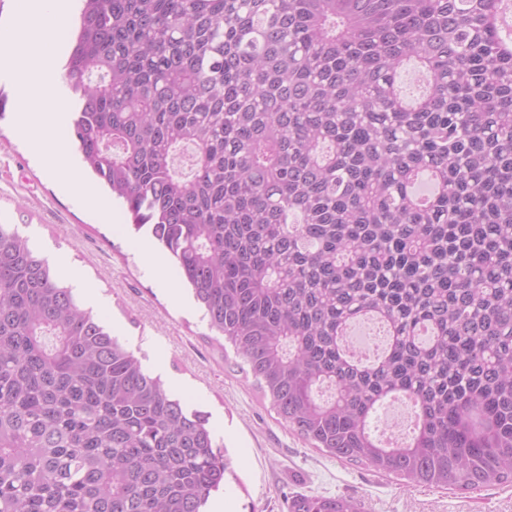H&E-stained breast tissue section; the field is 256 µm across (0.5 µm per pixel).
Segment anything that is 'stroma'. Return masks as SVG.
Returning <instances> with one entry per match:
<instances>
[{
  "label": "stroma",
  "instance_id": "stroma-1",
  "mask_svg": "<svg viewBox=\"0 0 512 512\" xmlns=\"http://www.w3.org/2000/svg\"><path fill=\"white\" fill-rule=\"evenodd\" d=\"M0 117V215L71 285L79 301L161 377L186 406L210 415L228 459L225 512H288L298 495L351 497L363 512H512V484L477 492L410 485L372 468L329 457L289 428L253 379L224 359V342L170 268L160 288L137 251L120 204L103 221L46 178L26 138L13 128V85Z\"/></svg>",
  "mask_w": 512,
  "mask_h": 512
}]
</instances>
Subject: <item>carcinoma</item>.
<instances>
[{"instance_id": "cac0c4a2", "label": "carcinoma", "mask_w": 512, "mask_h": 512, "mask_svg": "<svg viewBox=\"0 0 512 512\" xmlns=\"http://www.w3.org/2000/svg\"><path fill=\"white\" fill-rule=\"evenodd\" d=\"M65 78L83 162L287 426L409 483L512 480V0H84ZM226 470L209 414L0 224V512H203ZM401 94L407 101L420 96L423 91V81L416 62L411 61L404 65L398 79Z\"/></svg>"}]
</instances>
